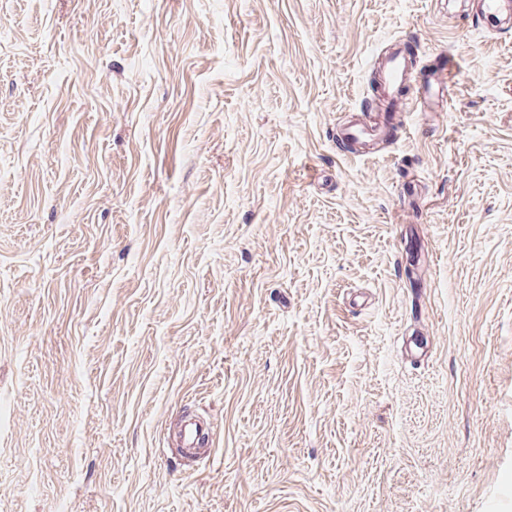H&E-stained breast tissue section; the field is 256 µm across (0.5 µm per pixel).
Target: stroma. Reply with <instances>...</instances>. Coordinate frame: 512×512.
<instances>
[{"label": "stroma", "mask_w": 512, "mask_h": 512, "mask_svg": "<svg viewBox=\"0 0 512 512\" xmlns=\"http://www.w3.org/2000/svg\"><path fill=\"white\" fill-rule=\"evenodd\" d=\"M412 35L450 102L337 155ZM0 512H512V32L0 0Z\"/></svg>", "instance_id": "obj_1"}]
</instances>
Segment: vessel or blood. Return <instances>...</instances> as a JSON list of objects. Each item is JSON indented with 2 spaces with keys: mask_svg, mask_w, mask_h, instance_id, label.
<instances>
[{
  "mask_svg": "<svg viewBox=\"0 0 512 512\" xmlns=\"http://www.w3.org/2000/svg\"><path fill=\"white\" fill-rule=\"evenodd\" d=\"M477 9L484 22L495 30L512 28V0H478ZM424 52L421 41H399L378 64L381 91L394 106L406 111L424 112L432 101L449 96L457 73L458 63L452 54L439 51L431 64L419 61ZM391 130L389 121L371 126L351 125L336 139L340 154L349 156L360 145L376 138L386 137Z\"/></svg>",
  "mask_w": 512,
  "mask_h": 512,
  "instance_id": "1",
  "label": "vessel or blood"
}]
</instances>
